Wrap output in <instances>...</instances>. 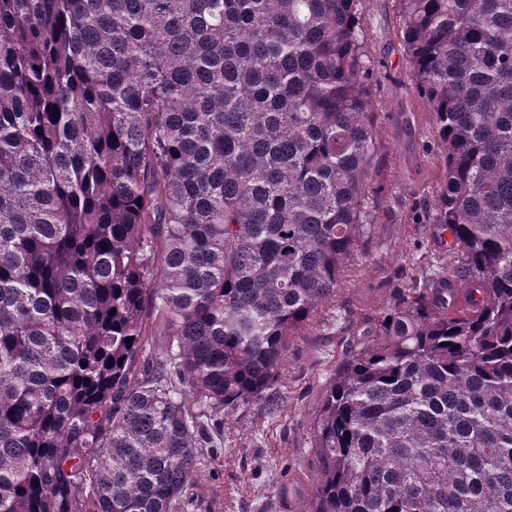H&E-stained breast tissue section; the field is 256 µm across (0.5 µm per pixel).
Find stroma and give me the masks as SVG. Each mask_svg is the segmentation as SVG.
Instances as JSON below:
<instances>
[{
    "instance_id": "35a3bbf8",
    "label": "stroma",
    "mask_w": 512,
    "mask_h": 512,
    "mask_svg": "<svg viewBox=\"0 0 512 512\" xmlns=\"http://www.w3.org/2000/svg\"><path fill=\"white\" fill-rule=\"evenodd\" d=\"M362 23L384 146L377 180L387 205L349 262L335 303L322 309L319 326L291 343L279 416L269 417L257 402L225 417L217 455L202 461L185 512H299L316 478L313 421L341 352L335 314L358 321L375 316L407 275L432 260L450 261L435 238L417 240L412 222L435 194L425 153L437 142L398 39V0H364Z\"/></svg>"
}]
</instances>
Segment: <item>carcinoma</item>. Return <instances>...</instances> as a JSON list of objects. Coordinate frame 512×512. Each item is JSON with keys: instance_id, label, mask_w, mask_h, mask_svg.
Here are the masks:
<instances>
[{"instance_id": "obj_1", "label": "carcinoma", "mask_w": 512, "mask_h": 512, "mask_svg": "<svg viewBox=\"0 0 512 512\" xmlns=\"http://www.w3.org/2000/svg\"><path fill=\"white\" fill-rule=\"evenodd\" d=\"M362 3L0 0V512H178L282 406L384 197ZM400 16L452 261L356 325L306 512H512V0Z\"/></svg>"}]
</instances>
